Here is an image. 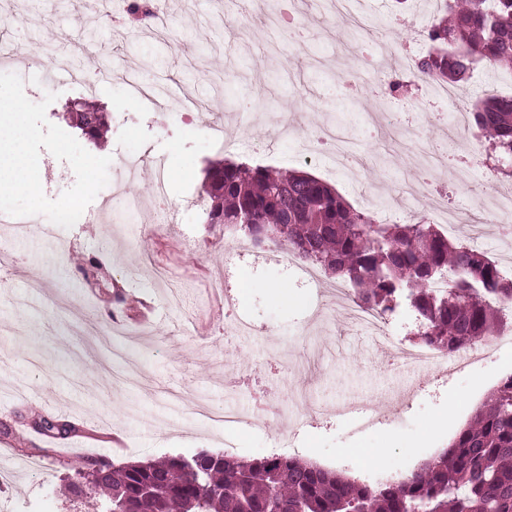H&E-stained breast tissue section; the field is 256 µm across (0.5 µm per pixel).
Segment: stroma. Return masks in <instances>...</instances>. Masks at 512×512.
I'll list each match as a JSON object with an SVG mask.
<instances>
[{
  "label": "stroma",
  "mask_w": 512,
  "mask_h": 512,
  "mask_svg": "<svg viewBox=\"0 0 512 512\" xmlns=\"http://www.w3.org/2000/svg\"><path fill=\"white\" fill-rule=\"evenodd\" d=\"M125 5L0 0V40L12 44L15 56L10 72L0 73V102H22L26 121L43 132L27 145L39 194L7 193L11 212L0 216V238L19 257L0 287V469L15 473L12 485L0 487V512H66L64 480L84 458L118 465L203 450L255 458L284 444L324 469L382 482L443 452L512 375V343L464 371L431 370L429 385L406 397L413 372L373 351L367 337L329 304L323 288L308 283L300 269L280 265L273 249L229 254L223 227L206 223L192 205L207 168L229 160L315 175L360 210L387 206L415 158L397 140L368 137L363 115L374 104L392 106L413 117L417 138L435 148L444 130L421 105L424 84L394 69L390 80L397 90L382 86L374 97L346 101L366 166L363 183L330 171L323 157L306 159L303 138L353 64L354 38L381 35L400 50L415 29L429 26V8L421 0L405 9L394 0H364L363 19L352 29L308 11L328 55L327 70L320 73L313 58L297 51L289 24L269 23L279 0H253L246 39L225 24L224 0H196L189 10L182 0H168L170 46L154 31L116 26ZM73 28L95 30L101 69L130 61L159 91L156 101L140 102L117 78L97 83L93 98L106 112L109 129L95 145L59 117L66 104L85 95L70 76L83 59L64 38ZM46 54L66 58L69 68L45 72L30 66L31 57ZM233 71L239 94L261 100L262 123L236 121L224 95V80ZM489 86L512 95V71L478 65L459 88L463 105L474 104ZM187 92L202 108L181 117L177 103ZM469 147L474 164L468 176H437L433 183L446 185L450 201L482 231L485 252L497 260L512 255V238L499 234L488 198L474 194L471 183L492 186L502 177L486 157L484 138L473 137ZM131 157L142 161L132 181L125 172ZM158 180L175 214L166 233H150L143 224L113 227L103 210L111 191L122 186L148 195ZM74 201L86 223H50L53 211ZM19 224L31 225V234L17 235ZM88 262L97 267L90 283L78 270ZM158 264L167 269V283L150 273ZM171 284L180 288L177 309L167 303ZM277 285L284 294L274 293ZM216 288L251 322L252 335L228 334L213 302ZM122 298L139 303L147 320L125 319ZM260 388L277 397L285 423L244 422L227 429L169 399L177 390L246 415ZM354 395L386 396L396 412L360 427L336 412L338 403ZM450 403L457 427L426 430V422ZM51 416L76 425V432L36 430ZM36 459L44 461L43 470L29 472Z\"/></svg>",
  "instance_id": "obj_1"
}]
</instances>
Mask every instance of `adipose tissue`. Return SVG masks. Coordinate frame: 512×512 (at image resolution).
I'll list each match as a JSON object with an SVG mask.
<instances>
[{
	"label": "adipose tissue",
	"mask_w": 512,
	"mask_h": 512,
	"mask_svg": "<svg viewBox=\"0 0 512 512\" xmlns=\"http://www.w3.org/2000/svg\"><path fill=\"white\" fill-rule=\"evenodd\" d=\"M38 135L36 128L14 119L9 132L0 133V190L36 192L37 182L29 169L26 146Z\"/></svg>",
	"instance_id": "adipose-tissue-1"
}]
</instances>
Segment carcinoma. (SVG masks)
<instances>
[{
    "mask_svg": "<svg viewBox=\"0 0 512 512\" xmlns=\"http://www.w3.org/2000/svg\"><path fill=\"white\" fill-rule=\"evenodd\" d=\"M127 13L138 25L157 17L154 0H129ZM436 15L427 30L435 51L415 63V79L455 84L483 62L512 69V0H439ZM77 105L66 120L98 141L103 113L92 100ZM472 118L511 177L512 97L478 99ZM202 190L206 223L259 249L294 251L383 316L408 304L428 346L455 352L485 339L502 322L486 294L512 301V279L486 253L434 224H379L314 176L227 163L207 169ZM445 273L448 293L429 288ZM78 472L67 498L93 512H512V375L448 449L394 482L372 485L291 455L208 451L112 468L90 460Z\"/></svg>",
    "mask_w": 512,
    "mask_h": 512,
    "instance_id": "obj_1",
    "label": "carcinoma"
}]
</instances>
